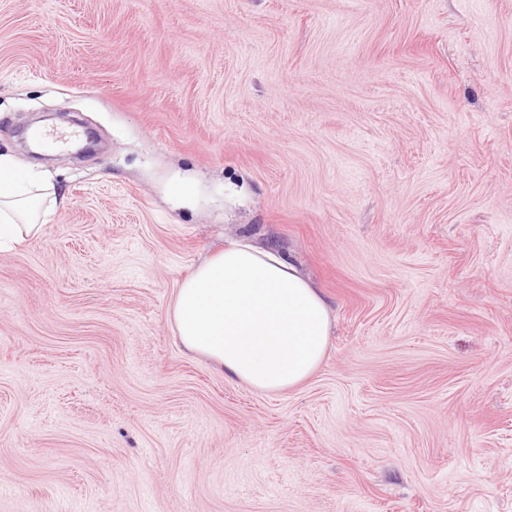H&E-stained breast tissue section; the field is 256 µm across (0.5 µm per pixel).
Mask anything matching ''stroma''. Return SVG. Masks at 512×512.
I'll list each match as a JSON object with an SVG mask.
<instances>
[{
	"mask_svg": "<svg viewBox=\"0 0 512 512\" xmlns=\"http://www.w3.org/2000/svg\"><path fill=\"white\" fill-rule=\"evenodd\" d=\"M0 152V512H512V0H0ZM241 237L332 318L284 392L171 319ZM57 205L55 186L43 171L20 169L0 154V250L36 235Z\"/></svg>",
	"mask_w": 512,
	"mask_h": 512,
	"instance_id": "obj_1",
	"label": "stroma"
}]
</instances>
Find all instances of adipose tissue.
<instances>
[{
    "mask_svg": "<svg viewBox=\"0 0 512 512\" xmlns=\"http://www.w3.org/2000/svg\"><path fill=\"white\" fill-rule=\"evenodd\" d=\"M58 205L43 171L0 154V249L36 235ZM180 341L259 393L308 379L330 336L328 307L297 266L248 239L227 244L180 284L172 307Z\"/></svg>",
    "mask_w": 512,
    "mask_h": 512,
    "instance_id": "ef3b65f1",
    "label": "adipose tissue"
}]
</instances>
